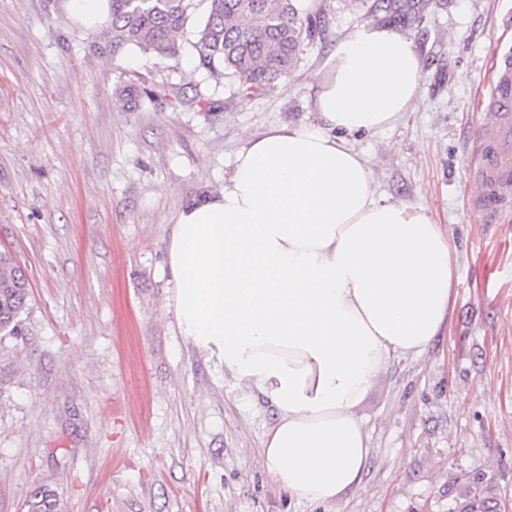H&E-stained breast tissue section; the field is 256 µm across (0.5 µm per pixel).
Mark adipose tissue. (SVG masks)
Instances as JSON below:
<instances>
[{"label":"adipose tissue","instance_id":"adipose-tissue-1","mask_svg":"<svg viewBox=\"0 0 512 512\" xmlns=\"http://www.w3.org/2000/svg\"><path fill=\"white\" fill-rule=\"evenodd\" d=\"M421 73L411 38L360 27L313 86L322 125L249 140L224 188L173 226L178 328L275 406L262 462L297 499L358 486L372 452L361 405L391 360L423 353L448 322L447 234L425 210L379 203L347 140L417 111Z\"/></svg>","mask_w":512,"mask_h":512}]
</instances>
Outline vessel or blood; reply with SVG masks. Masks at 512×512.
Instances as JSON below:
<instances>
[{
  "instance_id": "b4317fda",
  "label": "vessel or blood",
  "mask_w": 512,
  "mask_h": 512,
  "mask_svg": "<svg viewBox=\"0 0 512 512\" xmlns=\"http://www.w3.org/2000/svg\"><path fill=\"white\" fill-rule=\"evenodd\" d=\"M486 109L494 122L479 133L483 163L476 177L474 201L489 220L512 210V49L502 51L496 61V79L491 86Z\"/></svg>"
}]
</instances>
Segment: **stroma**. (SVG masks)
Returning a JSON list of instances; mask_svg holds the SVG:
<instances>
[{
  "label": "stroma",
  "mask_w": 512,
  "mask_h": 512,
  "mask_svg": "<svg viewBox=\"0 0 512 512\" xmlns=\"http://www.w3.org/2000/svg\"><path fill=\"white\" fill-rule=\"evenodd\" d=\"M321 20L288 77L244 98L198 67L186 35L157 58L113 49L67 0H0V251L27 269L21 336L0 338V512L37 486L60 512H448L484 473L512 512V211L473 204L475 133L512 0H429L397 24L422 59V109L350 136L378 196L427 211L454 249L451 313L423 354L394 359L360 414V484L317 503L268 478L269 403L176 324L175 215L223 188L237 152L275 126L320 125L310 85L366 0H302ZM131 82L152 97L127 105ZM192 104L173 107L170 88Z\"/></svg>",
  "instance_id": "obj_1"
}]
</instances>
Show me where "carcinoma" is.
Returning a JSON list of instances; mask_svg holds the SVG:
<instances>
[{
    "label": "carcinoma",
    "instance_id": "cac0c4a2",
    "mask_svg": "<svg viewBox=\"0 0 512 512\" xmlns=\"http://www.w3.org/2000/svg\"><path fill=\"white\" fill-rule=\"evenodd\" d=\"M299 0H109L104 21L113 42L133 45L159 58L179 52L177 34L184 31L197 4H206L193 47L198 68L213 77H227L249 97L269 90L288 76L305 39L316 29L303 28ZM414 5L401 0H371L369 12L390 21H404ZM29 297L25 272L8 252H0V336L22 334V312ZM497 498L484 478L466 481L449 512H494ZM27 512H57V495L37 488Z\"/></svg>",
    "mask_w": 512,
    "mask_h": 512
}]
</instances>
